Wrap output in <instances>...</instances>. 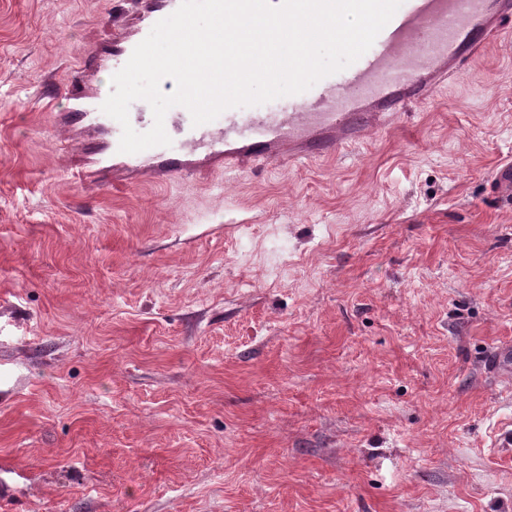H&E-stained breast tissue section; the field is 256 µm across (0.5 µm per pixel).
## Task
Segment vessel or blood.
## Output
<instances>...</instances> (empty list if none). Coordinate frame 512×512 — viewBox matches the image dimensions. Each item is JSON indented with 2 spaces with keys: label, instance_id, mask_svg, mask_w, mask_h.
Returning a JSON list of instances; mask_svg holds the SVG:
<instances>
[{
  "label": "vessel or blood",
  "instance_id": "b4317fda",
  "mask_svg": "<svg viewBox=\"0 0 512 512\" xmlns=\"http://www.w3.org/2000/svg\"><path fill=\"white\" fill-rule=\"evenodd\" d=\"M180 0L113 6L112 38L91 45L61 83L66 101L54 116L64 154L78 158L79 180L104 187L144 178L171 182L193 171L233 179L246 166L315 159L373 135L431 99L442 77L460 71L512 24V0H403L371 48L342 76H328L275 112L231 108L196 126L187 112L164 119L171 146L119 152L120 124L89 104L104 103L110 79Z\"/></svg>",
  "mask_w": 512,
  "mask_h": 512
}]
</instances>
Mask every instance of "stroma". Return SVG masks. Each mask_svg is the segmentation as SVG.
<instances>
[{
  "label": "stroma",
  "instance_id": "1",
  "mask_svg": "<svg viewBox=\"0 0 512 512\" xmlns=\"http://www.w3.org/2000/svg\"><path fill=\"white\" fill-rule=\"evenodd\" d=\"M111 0H0V512H512V34L335 156L83 188Z\"/></svg>",
  "mask_w": 512,
  "mask_h": 512
}]
</instances>
